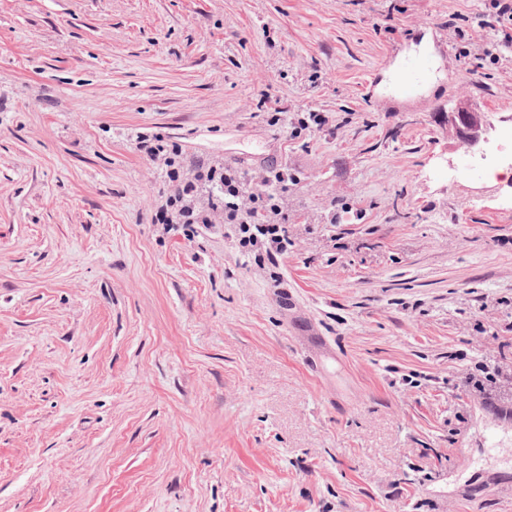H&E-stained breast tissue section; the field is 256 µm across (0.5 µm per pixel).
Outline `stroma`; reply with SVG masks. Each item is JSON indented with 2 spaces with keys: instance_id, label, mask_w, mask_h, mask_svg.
Here are the masks:
<instances>
[{
  "instance_id": "obj_1",
  "label": "stroma",
  "mask_w": 512,
  "mask_h": 512,
  "mask_svg": "<svg viewBox=\"0 0 512 512\" xmlns=\"http://www.w3.org/2000/svg\"><path fill=\"white\" fill-rule=\"evenodd\" d=\"M499 39L491 0H0V512H512V189L448 129L512 123ZM142 138L278 164L287 253L153 223ZM431 71V61L425 56L408 60L398 76V91L404 96H413ZM461 107L476 110L469 104L466 96H460L448 104V125L454 128L470 149L477 148L488 141L487 124L476 112H453Z\"/></svg>"
}]
</instances>
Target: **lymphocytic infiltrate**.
Returning <instances> with one entry per match:
<instances>
[{"label":"lymphocytic infiltrate","instance_id":"obj_1","mask_svg":"<svg viewBox=\"0 0 512 512\" xmlns=\"http://www.w3.org/2000/svg\"><path fill=\"white\" fill-rule=\"evenodd\" d=\"M176 187L155 212V223L187 227L210 223V213L223 206L224 221L236 225L242 246L265 247L269 256L288 251L283 200L287 191L282 171L270 170L258 183L245 172L224 167L181 177L168 173Z\"/></svg>","mask_w":512,"mask_h":512}]
</instances>
